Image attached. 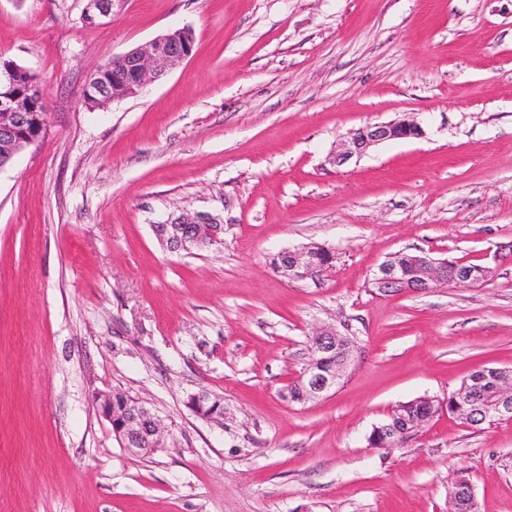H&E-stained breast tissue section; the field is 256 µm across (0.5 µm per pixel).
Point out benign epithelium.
Listing matches in <instances>:
<instances>
[{"instance_id":"7a95c632","label":"benign epithelium","mask_w":512,"mask_h":512,"mask_svg":"<svg viewBox=\"0 0 512 512\" xmlns=\"http://www.w3.org/2000/svg\"><path fill=\"white\" fill-rule=\"evenodd\" d=\"M115 0H85L80 19L85 26H96L112 16ZM193 32L189 28H177L153 39L143 47L132 49L112 58V68L122 72L107 78L105 71L93 72L84 85L81 96L99 108H106L114 101L136 97L151 82L163 77L189 57ZM26 70L17 64L0 67V168L6 166L30 142L17 136L31 116H36L42 129H47L48 115L44 98L37 81L25 82V90L17 92L18 82ZM422 127L414 120L368 124L353 131L330 160L342 166L359 159L372 147L395 139L420 138ZM208 225L207 233L214 240L224 234V225L208 216H180L170 224L154 225L160 241L172 252L191 251L201 241L196 234V225ZM309 248L284 250L276 255L278 273L292 280L319 279L325 269L315 267L310 261ZM468 285L470 280L462 275L448 276V260L434 258L421 251L411 257L397 253L388 258L378 274L381 293L386 294L401 286L405 291H420L433 283ZM316 350L298 377L301 401L323 397L335 390L345 379L354 364V351L342 346L344 335L334 328H324L314 334ZM336 355V366L327 368L323 354ZM482 385L479 397L472 391L459 393L463 402L479 409L487 418L505 419L512 416V369L495 371L478 381ZM418 402L429 406L428 414L410 422L398 419V410H393L391 421L373 427V440L388 445L409 431H417L427 424L439 410L431 398H420ZM91 404L97 413L112 427V433L123 450L135 457L148 456L162 447V427L156 414L143 401L131 405L126 399L112 392L98 391L91 395ZM455 512H473L475 498L471 483L462 478L450 492Z\"/></svg>"}]
</instances>
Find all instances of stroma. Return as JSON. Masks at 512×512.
Returning a JSON list of instances; mask_svg holds the SVG:
<instances>
[{
    "instance_id": "obj_1",
    "label": "stroma",
    "mask_w": 512,
    "mask_h": 512,
    "mask_svg": "<svg viewBox=\"0 0 512 512\" xmlns=\"http://www.w3.org/2000/svg\"><path fill=\"white\" fill-rule=\"evenodd\" d=\"M0 0V52L49 105L0 170V512H512V421L473 428L449 394L512 367V0ZM192 54L89 110L87 76L169 30ZM417 119L344 166L367 124ZM224 243L173 253L181 215ZM336 254L318 282L280 251ZM483 266L458 287L376 294L401 251ZM318 327L357 342L343 384L291 403ZM149 402L161 449L133 457L96 391ZM208 391L224 420L188 408ZM441 409L403 447L367 442L398 404ZM85 5L80 19L85 26H96L112 16L113 3L116 0H84ZM197 224H208L207 233L213 241H221L224 236V226L216 219L208 216H180L174 223L154 225L160 241L172 252H190L202 239L196 234ZM310 256L311 252L309 251V247H303L295 250H284L273 257L271 264L275 270L276 263L278 273L289 280L299 281L313 278L316 281L328 269L325 270L323 267L313 266L310 261ZM455 512H471L474 510L475 498L471 483L462 478L458 480L450 492Z\"/></svg>"
}]
</instances>
